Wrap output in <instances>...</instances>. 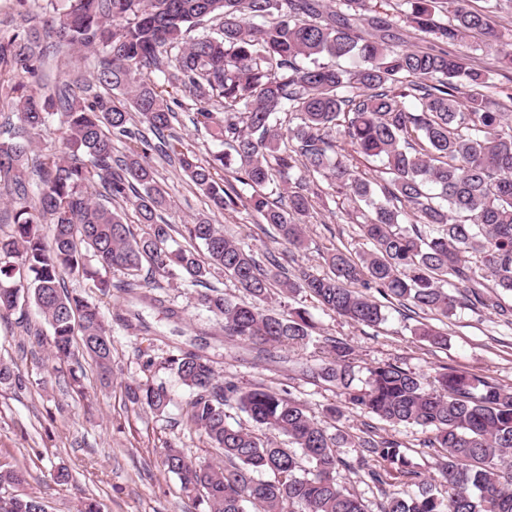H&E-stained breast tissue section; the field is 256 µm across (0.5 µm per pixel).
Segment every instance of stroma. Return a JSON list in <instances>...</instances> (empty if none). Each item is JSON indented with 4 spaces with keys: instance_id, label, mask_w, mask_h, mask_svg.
I'll return each instance as SVG.
<instances>
[{
    "instance_id": "35a3bbf8",
    "label": "stroma",
    "mask_w": 512,
    "mask_h": 512,
    "mask_svg": "<svg viewBox=\"0 0 512 512\" xmlns=\"http://www.w3.org/2000/svg\"><path fill=\"white\" fill-rule=\"evenodd\" d=\"M157 169L158 180L173 201L166 215L169 223L182 224L210 214L226 235L239 240L256 258L269 252L288 254L296 265L322 274L326 268L321 254L326 248L344 245L358 253L366 247L358 225L332 190H324L305 219L304 249L292 252L258 215L243 209L211 211L206 198L177 166L161 162ZM159 293L181 309V324L173 325L152 310L146 314L151 335L137 336L113 326L112 384L101 386L95 369L88 365L79 394L70 387L68 364L52 358L49 340L38 342L22 331L20 319L38 327L43 324L33 304L19 305L16 312L0 319V358L12 363L24 381L20 388L0 385V465L24 476L21 483L6 487V494L43 497L50 512H78L88 497L101 502L104 512H198L197 502L182 490L178 477L161 467L160 453L170 445L183 449L196 462H216L220 454L186 424L190 389L173 372L147 366L146 360L161 357L175 346H190L201 330L210 332L208 352L215 355L224 376L244 386L262 383L289 393L304 401L319 420L326 406H339L343 411L339 428L359 434L365 417L346 403L341 390L302 376L301 367L315 356V348L257 352L246 343L218 335L213 318L197 307L194 288L187 280H161ZM294 303L310 312L322 335L349 343L358 379H365L367 368L390 361L429 381L441 368L452 366L512 385V325L498 323L488 314L465 310L443 320L440 327L448 334V344L437 348L413 336V320L392 309L385 323L368 327L324 311L312 299L301 296L290 301L276 289L266 306L285 313ZM132 382L164 386L172 398L167 410L156 414L130 403L125 386ZM378 431L404 443L418 470L439 483L437 456L423 447L420 428L382 423ZM338 454L347 462L338 473L339 481L365 499L371 512H378L381 491L363 471L351 466L356 449L342 448ZM61 466L72 475L65 484L55 479Z\"/></svg>"
}]
</instances>
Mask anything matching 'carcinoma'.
<instances>
[{
  "label": "carcinoma",
  "instance_id": "cac0c4a2",
  "mask_svg": "<svg viewBox=\"0 0 512 512\" xmlns=\"http://www.w3.org/2000/svg\"><path fill=\"white\" fill-rule=\"evenodd\" d=\"M452 2L450 10L447 0H395L383 16L369 0H69L66 11L24 15L0 36V85H28L14 101L15 119L0 125V197L13 224L0 237V319L30 299L49 327L53 357L76 364L73 382L80 384L85 360L109 384V323L148 327L138 312L106 313L101 300L116 290L175 318L179 311L151 289L159 277L184 276L222 335L262 351L323 350L307 375L341 387L364 414L421 428L424 447L438 449L444 491L436 494L398 440L370 429L332 432L303 402L224 379L214 357L175 347L150 364L192 391L189 426L224 463L192 462L170 447L160 464L203 512H368L337 479L348 466L337 456L342 447L358 449V467L384 495L380 512H512L511 386L453 367L427 383L384 363L359 387L352 348L316 335L307 309L284 316L260 307L276 285L364 326L383 323L388 304L410 319L468 309L512 325V307L500 297L512 292V94L469 53L448 51L479 35L512 69V40L493 25L512 0H485L481 10ZM403 26L426 46L403 45ZM65 47L93 55L92 81L78 94L46 73ZM181 94L193 102L194 126L224 146L205 164L172 132ZM134 112L156 142L133 125ZM53 115L68 151L43 155L31 172L28 153ZM116 141L124 144L119 156ZM154 153L178 164L217 211L250 210L295 250L305 247L302 218L324 180L361 214L370 248L355 257L327 249L329 275L290 272L270 252L264 267L206 215L181 226L163 220L171 200ZM354 153L380 161L383 176L358 170ZM297 169L308 179L292 186ZM121 204L134 208L140 233L124 223ZM177 235L203 251L172 247ZM113 269L124 279L112 281ZM217 271L253 302L208 286ZM66 275L92 281L98 299L62 287ZM414 335L448 343L446 332L423 322ZM2 383L20 387L22 377L0 360ZM126 394L160 414L171 401L161 385L129 384ZM232 408L254 428L231 424ZM257 428L287 437L288 447ZM409 482L417 493L395 489ZM0 512L47 505L0 495Z\"/></svg>",
  "mask_w": 512,
  "mask_h": 512
}]
</instances>
